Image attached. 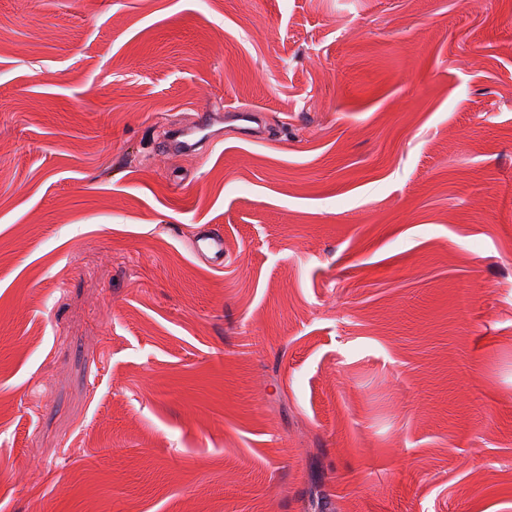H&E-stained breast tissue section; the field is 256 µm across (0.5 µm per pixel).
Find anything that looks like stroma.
I'll return each instance as SVG.
<instances>
[{"instance_id": "obj_1", "label": "stroma", "mask_w": 512, "mask_h": 512, "mask_svg": "<svg viewBox=\"0 0 512 512\" xmlns=\"http://www.w3.org/2000/svg\"><path fill=\"white\" fill-rule=\"evenodd\" d=\"M316 479L512 512V0H0V512ZM208 126V121H202L196 127L189 129L173 127L169 142L170 148L185 154L215 148L222 142L207 132ZM189 249L196 259L210 267L224 265V237L220 231H200L189 242Z\"/></svg>"}]
</instances>
